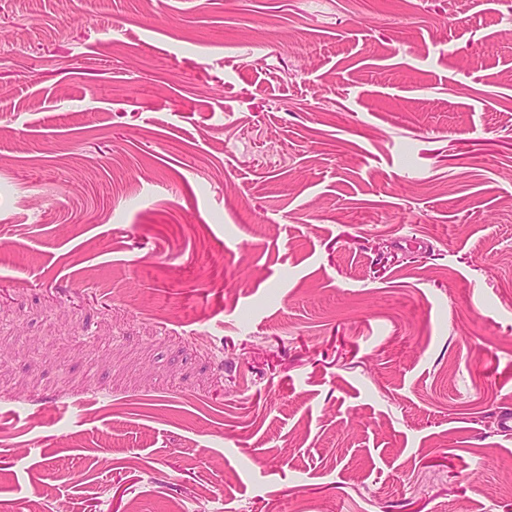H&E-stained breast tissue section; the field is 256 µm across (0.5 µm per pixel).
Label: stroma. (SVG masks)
<instances>
[{
    "label": "stroma",
    "mask_w": 512,
    "mask_h": 512,
    "mask_svg": "<svg viewBox=\"0 0 512 512\" xmlns=\"http://www.w3.org/2000/svg\"><path fill=\"white\" fill-rule=\"evenodd\" d=\"M512 0H0V505L512 512Z\"/></svg>",
    "instance_id": "35a3bbf8"
}]
</instances>
